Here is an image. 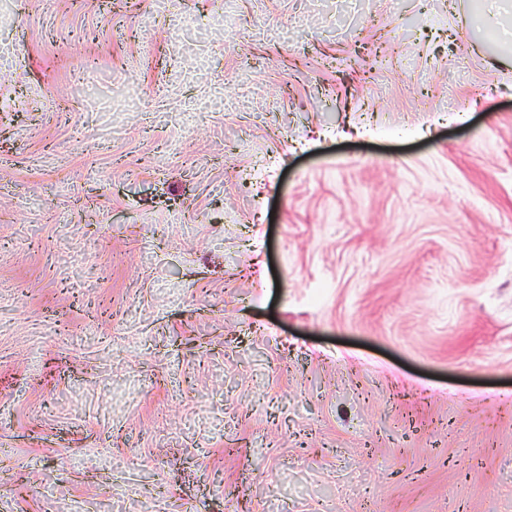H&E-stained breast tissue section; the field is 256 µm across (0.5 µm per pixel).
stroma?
I'll use <instances>...</instances> for the list:
<instances>
[{
    "mask_svg": "<svg viewBox=\"0 0 512 512\" xmlns=\"http://www.w3.org/2000/svg\"><path fill=\"white\" fill-rule=\"evenodd\" d=\"M471 7L0 0V512H512Z\"/></svg>",
    "mask_w": 512,
    "mask_h": 512,
    "instance_id": "35a3bbf8",
    "label": "stroma"
}]
</instances>
